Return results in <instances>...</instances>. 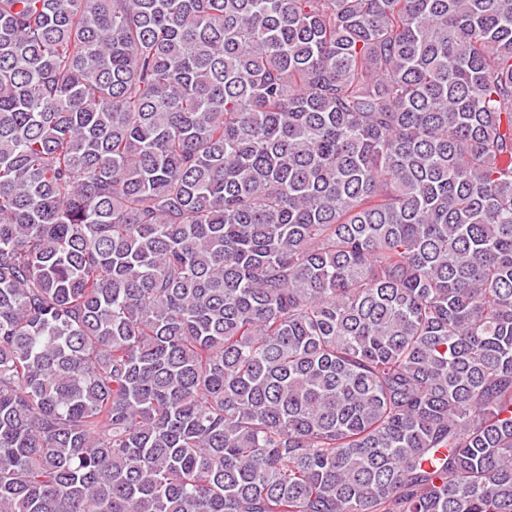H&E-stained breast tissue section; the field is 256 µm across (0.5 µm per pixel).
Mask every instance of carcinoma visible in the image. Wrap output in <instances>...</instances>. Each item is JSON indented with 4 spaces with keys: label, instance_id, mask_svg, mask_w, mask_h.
<instances>
[{
    "label": "carcinoma",
    "instance_id": "cac0c4a2",
    "mask_svg": "<svg viewBox=\"0 0 512 512\" xmlns=\"http://www.w3.org/2000/svg\"><path fill=\"white\" fill-rule=\"evenodd\" d=\"M0 512H512V0H0Z\"/></svg>",
    "mask_w": 512,
    "mask_h": 512
}]
</instances>
